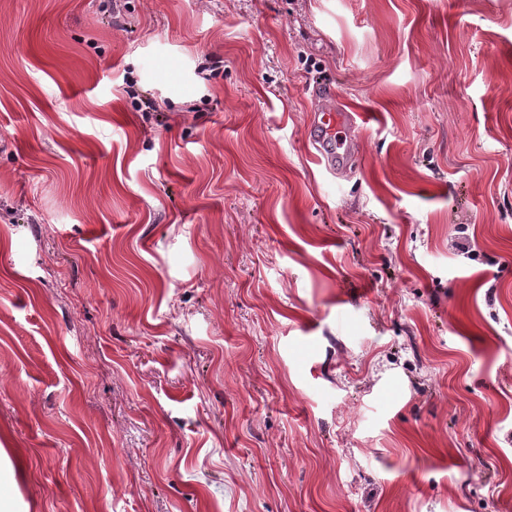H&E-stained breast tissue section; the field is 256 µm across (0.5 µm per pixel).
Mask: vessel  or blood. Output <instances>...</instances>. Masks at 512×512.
Segmentation results:
<instances>
[{"instance_id": "obj_1", "label": "vessel or blood", "mask_w": 512, "mask_h": 512, "mask_svg": "<svg viewBox=\"0 0 512 512\" xmlns=\"http://www.w3.org/2000/svg\"><path fill=\"white\" fill-rule=\"evenodd\" d=\"M335 95L333 88H314L313 96L318 107L313 114L310 129L312 143L317 150L316 159L328 170H335L337 162L353 159L354 129L356 119L340 107L331 106Z\"/></svg>"}]
</instances>
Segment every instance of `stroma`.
<instances>
[{
    "label": "stroma",
    "instance_id": "obj_1",
    "mask_svg": "<svg viewBox=\"0 0 512 512\" xmlns=\"http://www.w3.org/2000/svg\"><path fill=\"white\" fill-rule=\"evenodd\" d=\"M124 2L0 0V504L512 512V0ZM356 119L338 106L320 105L314 111L310 126L312 144L318 151L314 153L319 164L336 176L344 169H337L336 162L347 159L346 166L356 157L353 150ZM311 132H316L311 136Z\"/></svg>",
    "mask_w": 512,
    "mask_h": 512
}]
</instances>
